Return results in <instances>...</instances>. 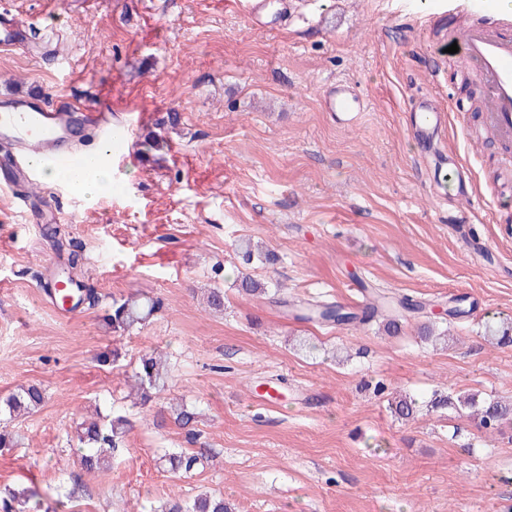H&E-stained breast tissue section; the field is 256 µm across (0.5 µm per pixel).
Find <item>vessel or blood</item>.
<instances>
[{
	"label": "vessel or blood",
	"mask_w": 512,
	"mask_h": 512,
	"mask_svg": "<svg viewBox=\"0 0 512 512\" xmlns=\"http://www.w3.org/2000/svg\"><path fill=\"white\" fill-rule=\"evenodd\" d=\"M460 53L477 69L474 91L484 102V120L507 143L512 142V29L476 25L456 39ZM324 111L333 113L344 125L355 124L368 103L344 80L331 82L322 93ZM90 126L104 134L113 150H121L128 140L129 129L109 128L103 113L84 105ZM445 119V108L435 99L422 100L409 115L414 137L422 142L437 138ZM76 126L70 101L43 95L11 100L0 107V185L12 188L34 177L30 158L64 171L72 170L83 156L73 143ZM63 267L47 269L43 292L62 316L81 310L68 288Z\"/></svg>",
	"instance_id": "obj_1"
}]
</instances>
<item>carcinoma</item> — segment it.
Masks as SVG:
<instances>
[{
  "instance_id": "obj_1",
  "label": "carcinoma",
  "mask_w": 512,
  "mask_h": 512,
  "mask_svg": "<svg viewBox=\"0 0 512 512\" xmlns=\"http://www.w3.org/2000/svg\"><path fill=\"white\" fill-rule=\"evenodd\" d=\"M243 263L253 265L271 264L275 256L255 250L251 245L241 247ZM238 287L247 295H275V302L287 304L280 297V289H269L260 281L249 276L239 280ZM161 307L158 300H141L129 297L112 301L111 312L105 317L106 325L114 334L129 332L134 326L145 323ZM306 319L319 323L336 325L362 323L368 318L381 317L385 320V328L390 333L400 329L399 320L405 313L416 311L414 304L401 299L394 303L386 297L374 293L365 307L363 314L358 315L335 303H309L304 307ZM132 391L135 392L139 404L145 405L158 395L168 390L170 374L165 359L153 353L140 357L139 365L132 374ZM44 402V393L36 385L21 386L8 395L0 398V414L11 418L29 414L39 409ZM435 408L453 407L457 410L471 409L476 406L474 398L468 396L453 397L436 395L431 400ZM416 399L398 397L392 402L394 413L400 418H410L417 411ZM478 407V406H476ZM175 422L187 432H192L197 421V412L183 402L172 403L169 406ZM479 427L485 431H498L512 423V404L496 398L482 401L478 407ZM128 419L123 415L102 416L96 420H84L76 427L80 444L79 463L86 470L107 472L112 468V453L126 437ZM169 471L174 474H188L201 465L202 456L192 452L168 453L164 455ZM162 512H232L231 507L224 501V496L216 493H200L189 502L176 500L162 506Z\"/></svg>"
}]
</instances>
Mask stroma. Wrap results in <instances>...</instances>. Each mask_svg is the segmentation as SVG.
<instances>
[{"label": "stroma", "mask_w": 512, "mask_h": 512, "mask_svg": "<svg viewBox=\"0 0 512 512\" xmlns=\"http://www.w3.org/2000/svg\"><path fill=\"white\" fill-rule=\"evenodd\" d=\"M33 52L0 49V97L39 92L95 99L113 123L132 122L112 169V193L90 199L45 184L57 234L27 223L0 188V396L34 384L41 408L10 421L0 490L27 489L66 512H153L167 499L223 494L234 512H507L512 427L489 436L442 409L396 418L387 392L434 391L512 400V345L484 339L512 319V235L498 213L470 209L433 181L434 156L456 152L480 185L498 183L499 145L479 114L448 112L432 148L412 138L411 109L427 98L466 103L445 52L448 33L496 24L442 0H288L286 17L252 20L239 0H0ZM343 79L369 101L350 127L321 106ZM181 123L161 152L140 143L168 113ZM276 254L254 278L289 300L362 307L361 284L460 307L448 341L420 340L424 315L398 334L382 320L325 326L296 320L268 297L239 294L243 242ZM81 254L74 272L95 305L64 317L41 297L55 258ZM225 276H218V269ZM224 291V310L204 295ZM160 299L145 325L113 336V300ZM119 362L100 365V353ZM167 355L171 393L199 414L187 440L166 399L127 400L139 356ZM276 385L267 408L254 386ZM385 385L378 393L377 385ZM131 429L109 473L77 464L75 428L93 410ZM202 452L203 467L171 473L165 453Z\"/></svg>", "instance_id": "stroma-1"}]
</instances>
